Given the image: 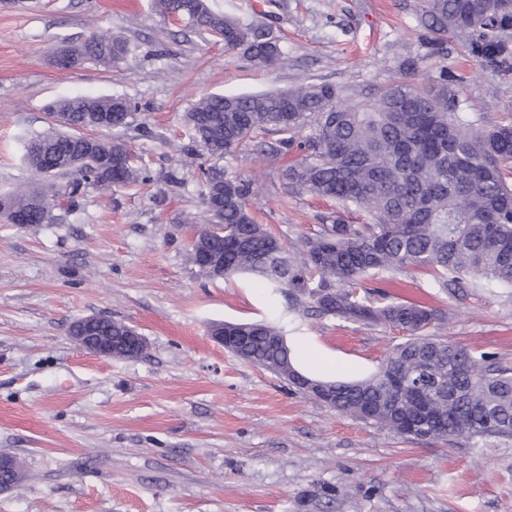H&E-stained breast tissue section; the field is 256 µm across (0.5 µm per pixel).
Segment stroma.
<instances>
[{
	"label": "stroma",
	"instance_id": "obj_1",
	"mask_svg": "<svg viewBox=\"0 0 512 512\" xmlns=\"http://www.w3.org/2000/svg\"><path fill=\"white\" fill-rule=\"evenodd\" d=\"M215 11L272 31L283 55L264 70L206 34L160 17L150 0H0V194L29 176V138L51 102L120 96L135 108L125 137L152 180L87 190L51 224L0 220V452L21 463L0 512H512V438L479 444L405 438L333 410L284 378L214 343L215 322L282 328L296 366L323 379L374 373L406 339L289 307L258 278L208 279L190 255L207 230L198 172H263L258 223L297 244L321 214L355 209L289 191L294 155L217 158L191 144L183 119L201 95L251 94L303 82L343 97L377 96L397 79L423 85L443 69L482 125L512 122V70L482 69L456 40L432 51L416 29L418 0H209ZM94 33L134 44L112 71L55 69L62 38ZM182 183L172 187L171 172ZM362 294L435 309L431 334L512 367V289L480 281L433 288L413 268L367 278ZM101 315L136 328L148 350L108 359L69 336Z\"/></svg>",
	"mask_w": 512,
	"mask_h": 512
}]
</instances>
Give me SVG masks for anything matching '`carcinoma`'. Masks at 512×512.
<instances>
[{
  "label": "carcinoma",
  "instance_id": "obj_1",
  "mask_svg": "<svg viewBox=\"0 0 512 512\" xmlns=\"http://www.w3.org/2000/svg\"><path fill=\"white\" fill-rule=\"evenodd\" d=\"M185 27L224 40L253 65L275 68L279 40L259 28L186 0ZM416 25L433 44L460 41L487 67L512 69L499 34L512 30V0H421ZM130 51L127 41L92 34L63 40L55 52L70 68L87 63L107 70ZM128 104L117 96L72 97L49 106V128L26 143L30 177L0 195V208L26 216L29 224L56 219L48 199L73 211L87 188L145 184L147 168L135 163L121 127L104 118ZM193 139L212 155H232L269 133L279 135L275 155L301 158L284 176L294 194L333 199L366 213L354 223L331 212L299 247L256 223L251 206L264 193L256 174L217 168L203 171L213 228L191 243L200 274L212 271L198 259L200 247L224 257V275L246 272L269 288L288 292L291 306L312 304L322 315L363 325H388L408 333L376 374L361 381H320L336 390L351 416L366 407L373 421L399 436H462L473 442L512 438V369L475 348L428 334L436 311L393 302L378 305L355 285L364 278L426 269L433 287L463 293L483 276L512 288V124L480 126L448 91V70L427 86L396 80L377 97L352 102L327 83L242 95L208 94L185 115ZM310 129L305 135L303 131ZM249 337L239 357L275 374L295 368L282 328L266 321L239 323ZM416 375L435 397L426 428L398 425L414 415L400 404L391 365Z\"/></svg>",
  "mask_w": 512,
  "mask_h": 512
}]
</instances>
